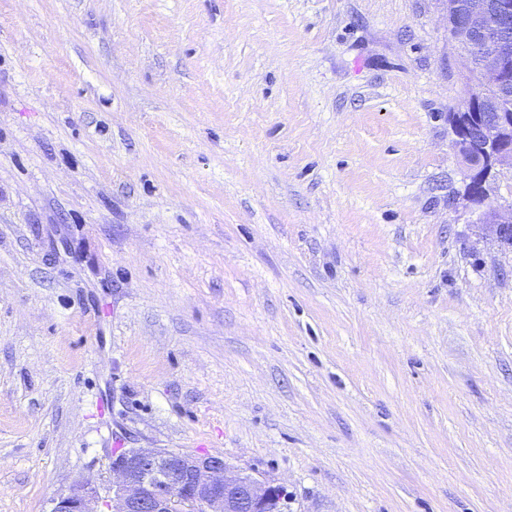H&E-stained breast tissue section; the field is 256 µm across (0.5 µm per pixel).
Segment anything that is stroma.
<instances>
[{
  "label": "stroma",
  "instance_id": "obj_1",
  "mask_svg": "<svg viewBox=\"0 0 512 512\" xmlns=\"http://www.w3.org/2000/svg\"><path fill=\"white\" fill-rule=\"evenodd\" d=\"M445 0H0V512L219 455L288 512H512V249Z\"/></svg>",
  "mask_w": 512,
  "mask_h": 512
}]
</instances>
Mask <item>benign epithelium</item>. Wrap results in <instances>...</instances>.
<instances>
[{"label": "benign epithelium", "mask_w": 512, "mask_h": 512, "mask_svg": "<svg viewBox=\"0 0 512 512\" xmlns=\"http://www.w3.org/2000/svg\"><path fill=\"white\" fill-rule=\"evenodd\" d=\"M448 35L466 70L493 93L465 95L448 113L451 146L464 168L466 207L475 223L512 248V202L491 205L490 182L512 170V0H448ZM105 493L87 483L53 500L50 512H285L284 486L233 469L222 456L167 448H122Z\"/></svg>", "instance_id": "1"}]
</instances>
